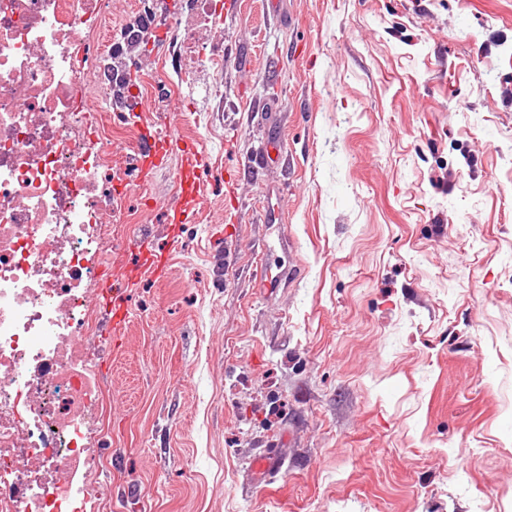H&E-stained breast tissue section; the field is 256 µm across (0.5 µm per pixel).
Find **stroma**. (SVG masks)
Returning <instances> with one entry per match:
<instances>
[{
	"instance_id": "1",
	"label": "stroma",
	"mask_w": 512,
	"mask_h": 512,
	"mask_svg": "<svg viewBox=\"0 0 512 512\" xmlns=\"http://www.w3.org/2000/svg\"><path fill=\"white\" fill-rule=\"evenodd\" d=\"M223 67L153 47L134 120L218 166L172 224L179 154L140 177L124 135L114 243L133 288L92 440L99 512H512V0H217ZM131 0L101 37L168 26ZM235 185L224 207V181ZM276 479L254 474L261 442ZM150 239L147 235H140L130 240V242L124 246L125 251H138L140 256V264L137 267L138 274L142 272L149 273L155 279H160L164 274V269L168 264L169 256L163 260V254H156L150 247ZM124 250L120 252L121 263L120 265L126 270L128 266L124 259Z\"/></svg>"
}]
</instances>
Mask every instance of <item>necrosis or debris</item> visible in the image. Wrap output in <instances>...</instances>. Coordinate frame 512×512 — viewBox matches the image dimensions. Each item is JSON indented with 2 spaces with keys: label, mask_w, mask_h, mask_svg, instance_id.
Returning <instances> with one entry per match:
<instances>
[{
  "label": "necrosis or debris",
  "mask_w": 512,
  "mask_h": 512,
  "mask_svg": "<svg viewBox=\"0 0 512 512\" xmlns=\"http://www.w3.org/2000/svg\"><path fill=\"white\" fill-rule=\"evenodd\" d=\"M122 0H0V512H95L110 498L91 372L106 206L121 171L85 87Z\"/></svg>",
  "instance_id": "necrosis-or-debris-1"
}]
</instances>
